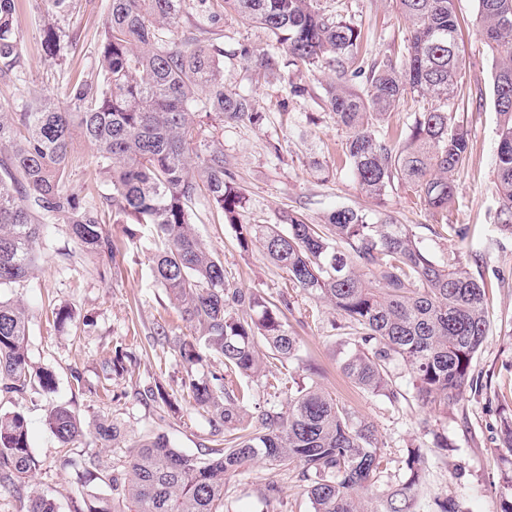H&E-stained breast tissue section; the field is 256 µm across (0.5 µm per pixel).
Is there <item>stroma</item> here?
Masks as SVG:
<instances>
[{
	"mask_svg": "<svg viewBox=\"0 0 512 512\" xmlns=\"http://www.w3.org/2000/svg\"><path fill=\"white\" fill-rule=\"evenodd\" d=\"M319 5L360 27L359 53L367 61L398 59L408 25L394 0H320ZM455 6L465 59L455 111L469 133L471 148L456 177L457 194L444 225L403 191L380 202L359 192L343 161L346 131L325 106L326 89L338 80L332 68L289 66L272 73L256 69L242 57V50L270 49L273 39L265 29L242 23L231 12L203 27L197 14H185L171 30L177 37H192L221 51L225 90L250 98L261 117L255 125L217 124L204 131L206 139L223 146L227 167L247 193L246 223L278 224L296 212L318 224L339 206L385 213L397 223L411 225L437 259H462L483 280L490 329L471 368L481 388L465 390L449 402L447 411H432L414 400L410 376L398 363L390 368L396 399L354 386L341 368L355 340L345 321L293 287L258 249L240 248L234 230L205 200L194 205L195 230L223 261L230 286L288 301L285 323L300 350L297 360L287 364V375L299 381L309 368H316L319 384L333 398L373 422L389 461L381 486L401 481L407 450L416 446L428 462L422 502L448 497L460 502L465 512H499L505 469L497 451L499 430L503 413H512V232L493 219L498 206L493 190L498 128L492 92L495 59L474 26L476 0H455ZM43 9V0H20L15 23L20 64L16 78L0 82V105L13 112L22 111L35 93L62 92L71 78L98 77L97 34L105 19V0H74L72 13L58 21L64 41L73 48L51 67L42 62L38 19ZM273 143L279 144V153L270 151ZM67 184L98 202L109 194L90 146L80 145L74 152ZM103 230L112 240L114 257L83 251L69 239L65 225H46L50 247L34 274L0 290V296L21 301L27 310L32 362L56 375V390L49 395L32 392L18 398L1 392L0 410L24 414L32 450L41 462L23 490L50 493L59 512L71 510L77 474L74 467H59L58 444L45 423L49 403L69 405L88 423L123 424L125 440L100 450L107 468L128 447L158 434L195 456L223 440L207 413L190 407L175 413L160 399L146 396V389L154 385L169 397L180 396L185 368L176 343L192 338L195 329L152 277V239L136 233L134 225L110 217ZM56 309L67 312L63 323H55ZM161 328L166 331L162 337L157 334ZM118 348L127 354V371L111 378L107 363ZM439 433L447 434V447L436 446ZM224 508L311 512L306 484L293 464L274 470L257 463L232 476L224 486Z\"/></svg>",
	"mask_w": 512,
	"mask_h": 512,
	"instance_id": "stroma-1",
	"label": "stroma"
}]
</instances>
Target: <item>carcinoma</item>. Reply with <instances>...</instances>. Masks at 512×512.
I'll list each match as a JSON object with an SVG mask.
<instances>
[{
  "label": "carcinoma",
  "instance_id": "cac0c4a2",
  "mask_svg": "<svg viewBox=\"0 0 512 512\" xmlns=\"http://www.w3.org/2000/svg\"><path fill=\"white\" fill-rule=\"evenodd\" d=\"M72 0H44V62L54 64L67 45L56 19ZM476 25L496 55L493 101L498 116L494 189L496 222L512 231V0H477ZM411 26L391 60L356 65L361 29L333 17L317 0H220L223 11L262 26L293 65L337 69L343 81L326 89V106L348 133L345 162L359 189L384 200L400 188L433 215L448 216L455 174L470 139L455 121L459 97V22L454 0H396ZM195 0H106L99 34L102 80L68 81L62 95L39 93L23 112L0 109V289L28 278L46 246L43 226L64 224L70 239L93 253L113 252L100 207L66 186L77 142L96 151L112 193L104 200L121 223L145 229L155 244L154 279L198 337L183 339L182 390L224 431V447L204 457L185 454L163 436L140 441L104 473L99 453L86 451L83 478L71 497L73 512H224V485L261 462L300 468L312 512H367L361 492L386 470L374 424L336 401L319 383L290 386L275 369L298 356L288 333V303L232 288L224 263L195 231L193 207L204 195L236 232L239 246H254L282 269L294 287L326 303L358 336L342 369L358 388L396 398L389 368L409 370L418 403L448 407L473 382L472 362L489 332L485 288L457 260L436 259L408 224L373 219L348 206L321 224L290 213L283 224H244L246 195L224 165V148L199 138L202 123L257 121L250 100L224 90L219 54L193 38L176 41L168 26L194 9ZM19 0H0V80L11 79L20 56L15 17ZM244 55L266 71L280 68L276 52ZM366 75L360 92L349 78ZM413 92L438 105L413 112L389 140L380 133L386 116ZM29 318L19 302L0 298V391L23 395L54 391L51 370L29 356ZM219 356L224 374L199 378L198 345ZM266 378L286 407L244 409L247 391L234 382ZM46 424L58 446L91 436L118 442L121 428L103 420L86 430L66 405L52 404ZM407 476L377 497L373 512H421L426 460L407 450ZM39 460L19 411L0 412V488L16 489L33 476ZM103 483L110 493L97 492ZM22 512H58L52 495H26Z\"/></svg>",
  "mask_w": 512,
  "mask_h": 512
}]
</instances>
